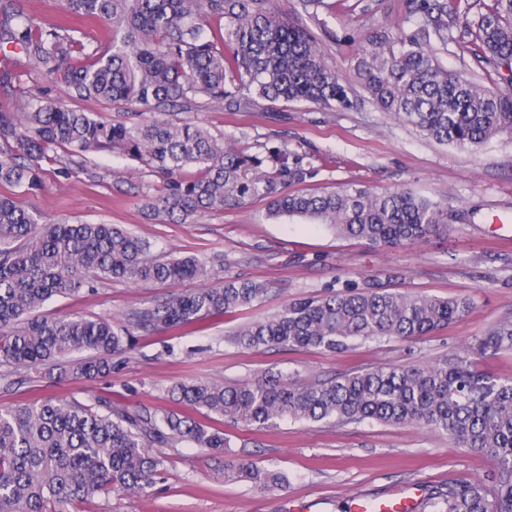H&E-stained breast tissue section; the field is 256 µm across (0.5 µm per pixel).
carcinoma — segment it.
<instances>
[{
  "label": "carcinoma",
  "instance_id": "carcinoma-1",
  "mask_svg": "<svg viewBox=\"0 0 512 512\" xmlns=\"http://www.w3.org/2000/svg\"><path fill=\"white\" fill-rule=\"evenodd\" d=\"M460 4L404 0V25L360 38L354 71L363 96L328 61L306 23L329 11L326 0H60L66 16L102 22L101 39L65 20L5 12L0 51L7 46L23 54L44 87L26 97L21 111L0 112V183L35 191L56 149L68 155V174L86 171V153L107 151L163 178L158 194L146 200L164 220L186 221L259 199L267 202L269 219L301 218L382 248L413 244L448 222L438 203L407 188L378 192L355 184L292 193L288 184L305 181L313 170L290 161L288 149L250 153L166 113L212 101L224 102L229 112H272L278 103L294 102L353 111L369 101L427 137L473 152L494 137H512V92L448 70L434 44H447L455 29L471 34L479 58L512 77V0H493L474 14ZM57 83L74 100L134 111L106 120L70 108L51 95ZM191 167L194 177L185 175ZM95 278L201 281L192 292L134 314L137 326L155 331L232 316L269 292L249 279L208 284L206 265L195 257L160 256L150 241L112 224L47 223L0 195V362L40 368L58 380L111 374L128 329L104 318L38 314L54 297L92 291ZM470 310L466 299L389 292L369 283L291 301L229 341L246 349L343 351L359 340L429 336ZM84 351L89 356L73 359ZM501 351H512V320L427 365L376 366L306 382L278 375L181 383L172 389L177 411L132 413L102 398L91 405L17 402L0 408V512H77L104 490L143 492L164 469V457L149 449L183 442L221 453L230 447L224 429L208 423L213 418L259 429L287 419L425 428L497 467L493 490L480 481H451L430 494V512H512V377L477 367V360ZM227 469L260 487L275 482L251 461Z\"/></svg>",
  "mask_w": 512,
  "mask_h": 512
}]
</instances>
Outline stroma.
I'll return each mask as SVG.
<instances>
[{
    "label": "stroma",
    "mask_w": 512,
    "mask_h": 512,
    "mask_svg": "<svg viewBox=\"0 0 512 512\" xmlns=\"http://www.w3.org/2000/svg\"><path fill=\"white\" fill-rule=\"evenodd\" d=\"M326 24H313L321 48L352 85L357 36L401 22L404 0H335ZM448 69L476 77L491 89L512 92L504 72L480 62L471 36L439 49ZM21 83H0V112L15 110L22 91L37 92L41 80L23 56L5 66ZM179 122L206 127L234 139L236 147L287 146L315 174L290 184L293 192L319 193L355 183L378 191L405 185L440 202L450 219L445 231L407 246L381 249L365 240L336 235L300 219L270 220L257 200L176 223L161 220L146 206L162 180L148 168L107 152L88 154L86 170L62 174L67 160L58 152L46 163L41 190L0 185L47 221L116 224L149 239L157 254L192 255L206 262L209 281L228 277L265 282L261 303L233 316L214 315L167 332L131 328L134 311L164 301L170 285L97 280L77 297H56L41 315L109 318L130 327L125 352L111 375L53 380L43 370L0 364V406L47 397L82 404L103 398L128 410L173 408L170 391L181 383L212 379L254 381L279 372L308 381L378 365L409 366L435 360L473 341L498 323L512 320V137H497L468 154L420 135L373 106L352 112L320 105L291 104L281 112H228L223 103L182 109ZM380 275L381 286L430 297H466L473 304L463 319L430 336L385 338L336 353L309 348L248 350L226 338L240 326L276 313L287 302L323 295ZM231 448L217 454L187 443L162 449L164 471L137 494L103 493L85 512H351L362 495H411L423 507L432 491L460 479L490 480V459L454 446L447 436L414 426L361 423L280 422L277 428L231 431ZM230 458L260 462L278 480L261 489L246 479L224 476Z\"/></svg>",
    "instance_id": "stroma-1"
}]
</instances>
